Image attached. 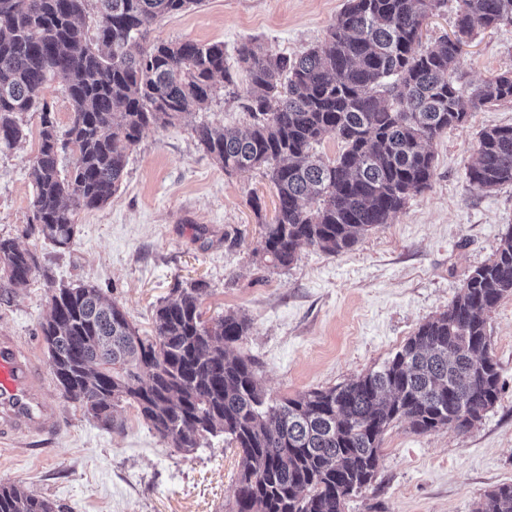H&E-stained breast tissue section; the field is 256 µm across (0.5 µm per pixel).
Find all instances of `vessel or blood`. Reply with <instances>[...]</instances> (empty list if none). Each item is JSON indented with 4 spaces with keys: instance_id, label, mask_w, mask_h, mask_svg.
<instances>
[{
    "instance_id": "1",
    "label": "vessel or blood",
    "mask_w": 512,
    "mask_h": 512,
    "mask_svg": "<svg viewBox=\"0 0 512 512\" xmlns=\"http://www.w3.org/2000/svg\"><path fill=\"white\" fill-rule=\"evenodd\" d=\"M45 372L18 337L0 336V442L17 434L59 432L56 405L43 393Z\"/></svg>"
}]
</instances>
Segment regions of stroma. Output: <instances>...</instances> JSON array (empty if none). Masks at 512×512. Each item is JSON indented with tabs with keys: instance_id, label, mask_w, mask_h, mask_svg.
Instances as JSON below:
<instances>
[{
	"instance_id": "obj_1",
	"label": "stroma",
	"mask_w": 512,
	"mask_h": 512,
	"mask_svg": "<svg viewBox=\"0 0 512 512\" xmlns=\"http://www.w3.org/2000/svg\"><path fill=\"white\" fill-rule=\"evenodd\" d=\"M344 0H203L159 19L154 41L219 42L244 81L238 50L299 56L323 40ZM512 69V26L476 33L457 62L471 97L489 75ZM27 136L0 151V236L33 251L39 269L27 284L0 278V334L20 337L40 361V324L52 289L92 284L127 313L141 334L174 289L202 283L206 324L229 312L250 332L237 353L251 359L268 397L293 398L377 369L418 327L447 310L470 272L488 262L512 229V185L482 192L466 168L481 132L512 124V100L471 112L431 143L435 177L388 224L334 255L305 246L285 268L266 262L261 230L275 216L272 184L260 172L225 173L198 147L196 125L243 129L241 99L221 87L208 108L175 125L148 127L129 155L120 191L103 208L79 213L70 248L26 235L32 215L30 168L39 148L38 113ZM498 402L464 431L420 434L391 424L372 483L345 512H474L485 492L512 483V297L488 316ZM46 391L60 410L51 439L19 435L0 445V481L48 497L57 512H228L239 472L236 449L208 438L187 454L172 448L134 407L121 404L117 428L89 418L54 376Z\"/></svg>"
}]
</instances>
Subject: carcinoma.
Returning <instances> with one entry per match:
<instances>
[{
  "mask_svg": "<svg viewBox=\"0 0 512 512\" xmlns=\"http://www.w3.org/2000/svg\"><path fill=\"white\" fill-rule=\"evenodd\" d=\"M202 0H0V147L26 136L38 112L32 218L27 233L68 248L77 210L99 209L119 191L128 152L150 126L205 108L215 78L234 84L224 44L151 42L154 23ZM444 0H345L323 40L299 57L243 44V133L202 124L201 150L224 172L259 169L277 190L275 220L262 225V256L275 267L298 249L342 253L389 223L435 175L430 143L468 113L512 100V71L486 78L463 99L459 53L448 39L422 44L427 17ZM512 25V0H460L455 37ZM67 84L73 116L60 131L41 97L47 77ZM326 137L343 144L326 162ZM70 151L68 174L60 155ZM480 191L512 185V125L485 129L466 170ZM74 205H68V201ZM37 258L0 237V274L25 285ZM200 288H176L140 335L126 312L90 284L58 288L41 323L52 372L66 396L107 428L123 403L172 447L192 452L224 434L241 462L229 512H344L375 478L380 441L398 420L425 433L464 430L500 393L487 315L512 296V231L475 268L448 310L418 327L378 369L325 390L273 401L252 363L234 354L250 323L201 320ZM0 512H56L47 497L0 482ZM475 512H512V483L484 494Z\"/></svg>",
  "mask_w": 512,
  "mask_h": 512,
  "instance_id": "obj_1",
  "label": "carcinoma"
}]
</instances>
